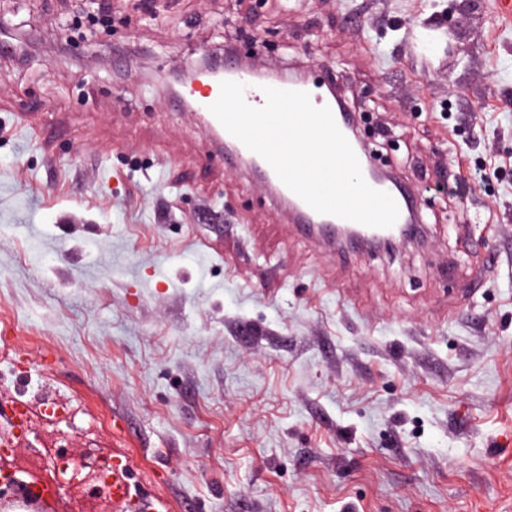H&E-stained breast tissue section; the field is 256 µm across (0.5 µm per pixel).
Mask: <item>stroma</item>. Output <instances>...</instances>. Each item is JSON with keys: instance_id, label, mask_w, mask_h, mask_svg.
I'll use <instances>...</instances> for the list:
<instances>
[{"instance_id": "stroma-1", "label": "stroma", "mask_w": 512, "mask_h": 512, "mask_svg": "<svg viewBox=\"0 0 512 512\" xmlns=\"http://www.w3.org/2000/svg\"><path fill=\"white\" fill-rule=\"evenodd\" d=\"M459 3L0 0L39 40L0 55V361L84 407L0 468L118 453L171 512H512V19ZM220 49L324 67L422 237L301 236L157 81ZM45 509L116 512L90 481Z\"/></svg>"}]
</instances>
